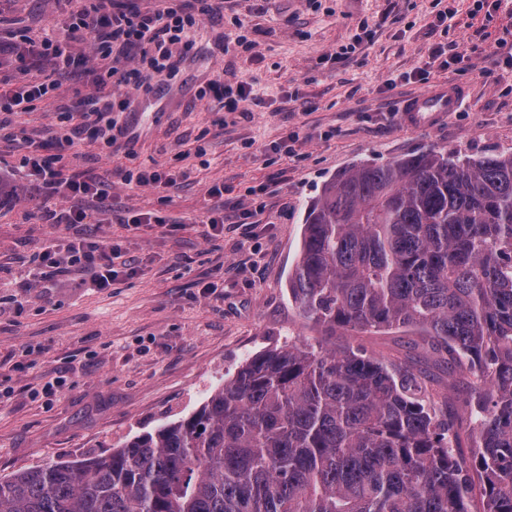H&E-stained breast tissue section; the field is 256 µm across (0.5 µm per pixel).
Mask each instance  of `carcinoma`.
Wrapping results in <instances>:
<instances>
[{"label":"carcinoma","mask_w":512,"mask_h":512,"mask_svg":"<svg viewBox=\"0 0 512 512\" xmlns=\"http://www.w3.org/2000/svg\"><path fill=\"white\" fill-rule=\"evenodd\" d=\"M288 294L320 330L104 456L0 477V512H512V151L360 162L307 208ZM418 330L477 452L413 368L336 340ZM468 401V394L465 390H459L453 397L452 403L454 409L457 411L459 416L462 419L461 428L459 431L460 434V440H459V447L455 448V453L458 457L466 461L467 463H470L473 452L475 448H472L474 445V432L471 429V426H469L467 420H466V405Z\"/></svg>","instance_id":"obj_1"}]
</instances>
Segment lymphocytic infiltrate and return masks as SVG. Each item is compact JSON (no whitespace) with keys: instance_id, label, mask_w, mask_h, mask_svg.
I'll return each mask as SVG.
<instances>
[{"instance_id":"obj_1","label":"lymphocytic infiltrate","mask_w":512,"mask_h":512,"mask_svg":"<svg viewBox=\"0 0 512 512\" xmlns=\"http://www.w3.org/2000/svg\"><path fill=\"white\" fill-rule=\"evenodd\" d=\"M223 11L224 0H177L161 12L141 10L134 0H77L65 25L72 31L97 32L90 54L74 55L69 43L52 31L24 35L17 47V59L22 64L40 66L41 76L29 88L0 90V115L34 111L38 101L60 94L61 76L81 70L91 87L85 98L88 109L82 114V123L70 127L62 141L72 143L92 128L105 142H113L117 128L114 115L126 111L128 102L103 93L104 82L137 87L146 73L177 71L174 47L186 44L189 31L205 17ZM19 166L44 189L50 203L44 218L50 224H85L90 220L80 207L56 210L53 202L106 195L94 178L67 172L62 155L27 153L21 156ZM69 251L73 260L90 272L92 287L111 286L114 261L119 255L112 244L82 240L71 244Z\"/></svg>"}]
</instances>
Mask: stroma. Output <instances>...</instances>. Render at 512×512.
<instances>
[{
    "instance_id": "obj_1",
    "label": "stroma",
    "mask_w": 512,
    "mask_h": 512,
    "mask_svg": "<svg viewBox=\"0 0 512 512\" xmlns=\"http://www.w3.org/2000/svg\"><path fill=\"white\" fill-rule=\"evenodd\" d=\"M56 10L54 0H11L0 13V76L17 86L36 76L17 70L12 49ZM239 31L250 49L232 46ZM192 40L174 76L129 92L126 135L111 153L89 132L67 148L73 169L108 188L106 201H82L95 223L47 224L39 193L16 172L19 151L0 140V477L110 452L191 415L257 352L316 338L288 299V276L305 209L338 173L432 147L474 157L512 150V0L480 9L474 0H224L223 15ZM349 44L352 56H336ZM438 48L448 69L432 56ZM219 77L252 84L248 114L197 99ZM448 82L465 93L459 111L404 122L408 101ZM61 83V97L8 116L10 132L46 139L59 108L87 91L80 74ZM147 166L174 175L176 188L122 181ZM215 185L223 195L211 194ZM247 210L253 223L240 221ZM214 211L224 230L203 237L200 222ZM116 214L126 223H113ZM155 214L163 223H144ZM87 237L120 249L111 287H91L70 262L66 244ZM51 242L57 267L30 283ZM348 342L412 361L431 383L448 376L405 329ZM59 376L62 394L38 398Z\"/></svg>"
}]
</instances>
